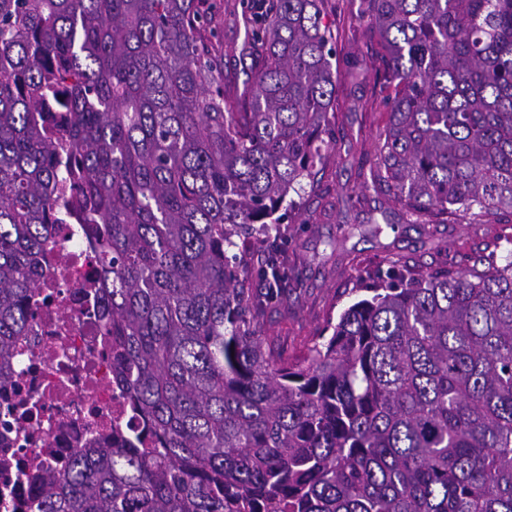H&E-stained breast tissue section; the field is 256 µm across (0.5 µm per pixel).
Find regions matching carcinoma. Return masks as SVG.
<instances>
[{
	"label": "carcinoma",
	"mask_w": 512,
	"mask_h": 512,
	"mask_svg": "<svg viewBox=\"0 0 512 512\" xmlns=\"http://www.w3.org/2000/svg\"><path fill=\"white\" fill-rule=\"evenodd\" d=\"M350 2L387 91L371 188L511 225L512 0ZM324 6L246 4L240 85L213 0H0V385L70 214L155 443L44 469L31 512H512V235L460 269L377 263L301 357L257 328L302 286L273 216L336 139Z\"/></svg>",
	"instance_id": "cac0c4a2"
}]
</instances>
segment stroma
I'll return each instance as SVG.
<instances>
[{
    "instance_id": "obj_1",
    "label": "stroma",
    "mask_w": 512,
    "mask_h": 512,
    "mask_svg": "<svg viewBox=\"0 0 512 512\" xmlns=\"http://www.w3.org/2000/svg\"><path fill=\"white\" fill-rule=\"evenodd\" d=\"M240 0H224L219 20L226 58L244 69ZM341 48L365 60L357 81L344 78L336 88L339 132L328 143V163L307 188L299 209L284 222L288 268L304 286L261 319L269 347L303 353L321 336L329 316L354 302L353 289L365 267L387 256L428 268L442 261L466 266L493 237L512 233L505 224H408L384 198L365 190L359 161H372L379 127L386 119L383 94L375 78L376 48L359 35L346 34Z\"/></svg>"
}]
</instances>
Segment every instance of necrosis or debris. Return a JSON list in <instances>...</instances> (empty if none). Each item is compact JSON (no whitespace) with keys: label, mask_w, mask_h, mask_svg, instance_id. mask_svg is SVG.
<instances>
[{"label":"necrosis or debris","mask_w":512,"mask_h":512,"mask_svg":"<svg viewBox=\"0 0 512 512\" xmlns=\"http://www.w3.org/2000/svg\"><path fill=\"white\" fill-rule=\"evenodd\" d=\"M88 242L64 225L45 248L29 305L32 325L14 349L13 382L0 386V512H26L42 467L78 450L108 448L127 429L122 390L98 330L100 298L89 286Z\"/></svg>","instance_id":"obj_1"}]
</instances>
